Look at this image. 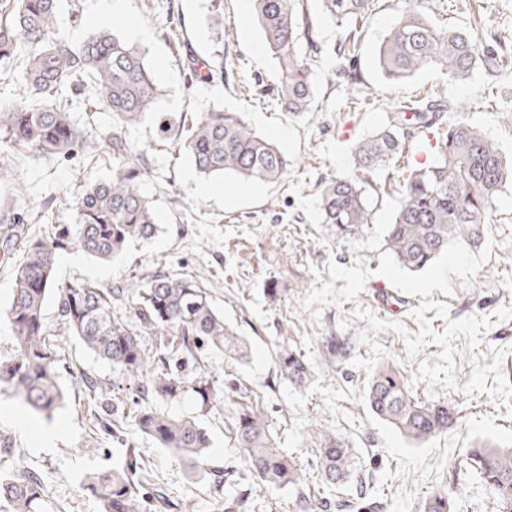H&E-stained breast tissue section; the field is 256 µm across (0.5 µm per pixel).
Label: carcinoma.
<instances>
[{"mask_svg":"<svg viewBox=\"0 0 512 512\" xmlns=\"http://www.w3.org/2000/svg\"><path fill=\"white\" fill-rule=\"evenodd\" d=\"M323 7L343 33L332 47L338 64L336 75L352 88L353 103L370 101L355 74L365 19L374 0H324ZM257 19L268 47L276 58L281 78L276 101L297 116L311 110L314 101L313 59L299 50L314 41L315 25L304 0H255ZM59 0H0V63H8L23 46L22 94L0 104V145L25 149L37 156L74 153L85 142V132L70 113L56 107L54 99L64 89L93 82L89 111L112 113V131L104 141L112 156V178L87 186L76 198V222L59 224L47 240L25 241L15 264V287L7 318L14 340L12 356L0 359V385L12 390L22 403L41 413H52L63 400L58 382V347L45 330L44 306L49 296L57 299L61 320L69 334L80 339L100 358L112 364L137 388L172 401L188 388L201 407L228 403L234 407L231 430L253 471L268 488L294 486L299 512L320 508L338 512H375L370 480L360 482L351 499L317 504L301 491L302 470L277 447L260 395L232 374L217 386L198 374L185 377L171 368L176 355L200 360L208 347L230 359L246 357L243 339L224 322V315L193 276L158 272L147 281H125L108 287L88 280L56 281L59 252L72 246L109 259L124 251L129 242L148 240L157 229L155 211L141 193L144 151L125 137L124 128L155 112L160 87L143 51L115 33L102 30L78 46L58 36ZM490 71L504 69V59L483 36L474 31L438 28L412 0L400 12L378 51V64L386 79L402 81L421 70L438 67L451 81H465L476 64ZM193 75L205 82L224 80V69L206 61L193 64ZM456 105L430 96L398 103L387 113L382 131L364 137L352 147L353 167L325 183L319 206L323 223L335 227L336 236L351 238L372 223L367 188H376L374 173L390 165L405 141L417 132H436L434 159L403 179L400 200L391 224L385 229L390 255L403 268L420 271L432 264L453 240L473 247L485 239L490 214L502 188L512 183V163L498 145L475 124L454 115ZM204 175L232 172L242 178L273 182L288 173L289 161L275 145L246 123L239 112L213 108L200 113L179 143ZM24 226L17 213L0 217V240L21 239ZM135 300L139 331L114 317L112 304ZM153 336L158 348L147 355L141 335ZM343 336L322 338L323 356L337 360L348 355ZM276 374L296 385L310 377L304 355L288 346L275 357ZM371 413L394 428L406 441L419 444L448 433L457 424V410L449 402L425 403L417 398L407 375L390 361L372 372L365 393ZM140 432L184 462L192 470L205 465L209 435L195 418L162 412L152 407L134 415ZM351 448L340 437H328L317 449L316 462L324 484L334 486L354 475ZM462 467L491 491V512H512V448L489 441L475 443ZM155 477L129 459L123 468L90 474L82 484L100 504L101 512H192V502L173 500L153 491L149 498L139 488ZM40 477L24 466L0 474V507L5 512H45ZM423 512H452L447 492H432Z\"/></svg>","mask_w":512,"mask_h":512,"instance_id":"carcinoma-1","label":"carcinoma"}]
</instances>
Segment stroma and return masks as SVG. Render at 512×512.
Returning a JSON list of instances; mask_svg holds the SVG:
<instances>
[{
	"instance_id": "stroma-1",
	"label": "stroma",
	"mask_w": 512,
	"mask_h": 512,
	"mask_svg": "<svg viewBox=\"0 0 512 512\" xmlns=\"http://www.w3.org/2000/svg\"><path fill=\"white\" fill-rule=\"evenodd\" d=\"M438 26L478 27L487 43L512 61V0H423ZM97 0H62L59 35L77 45L91 33L127 26L93 21ZM314 20L319 61L312 111L293 117L274 101L279 65L268 48L251 0H123L126 18L150 32L140 41L151 67H164L155 115L128 127L127 140L145 149L141 191L151 202L159 232L131 244L121 255L102 260L70 249L60 253L58 282L84 278L111 285L162 270L192 274L209 288L216 308L250 346L242 362L207 353L204 362L181 359L182 373L206 371L223 382L234 373L256 388L278 447L299 465L312 492L325 487L315 467V444L335 434L349 443L357 472L372 478L383 512H421L429 493L447 488L453 512H490L488 489L476 477L454 474L455 461L477 440L512 446V183L500 195L481 247L450 244L430 267H400L385 248V226L398 205L397 177L406 166L429 161L427 137L413 135L398 161L376 177L369 192L373 221L363 234L337 238L324 224L319 189L349 172L351 143L379 131L396 102L426 95L464 106L466 116L512 158V68L491 75L477 66L463 84L428 69L398 83L382 76L377 50L403 5L375 0L363 28L357 74L378 98L376 106L348 105L339 85L336 59L329 52L341 30L321 0H304ZM180 42L172 44L170 30ZM223 64L224 79L204 83L192 75L197 59ZM90 90H63L58 107L85 131L82 152L45 159L10 151L13 179L24 195L0 185V214H21L29 236H49L53 226L75 221L72 203L92 183L112 176L102 133L112 126L108 112L89 113ZM214 107L242 113L258 134L283 150L291 165L276 182L227 174L206 178L178 149L177 131ZM20 245L0 244V356L14 343L6 316L14 287L13 265ZM398 295L396 311H381L377 284ZM48 333L58 340V381L62 405L46 416L23 405L10 389H0V407H10L40 429H59L51 446H36L11 419L0 417V433L12 441L11 455H0V471L15 460L38 473L53 512H99L98 501L80 485L95 471L119 465L129 449L163 482L171 496L189 499L194 512H224L225 498L243 495L251 512H293L294 491L266 489L234 443L233 411L217 403L203 409L193 393L159 403L130 386L111 364L69 335L55 298L44 313ZM350 337L352 350L337 364L324 362L320 340ZM301 352L311 376L297 386L274 369L278 347ZM405 366L415 394L425 402L460 403L458 426L420 445L407 442L369 412L364 391L373 369L386 360ZM97 382L88 397L76 375ZM164 406L172 414L197 417L210 438L203 470H188L170 451L143 436L133 422L141 407ZM213 471L231 483L214 491Z\"/></svg>"
}]
</instances>
